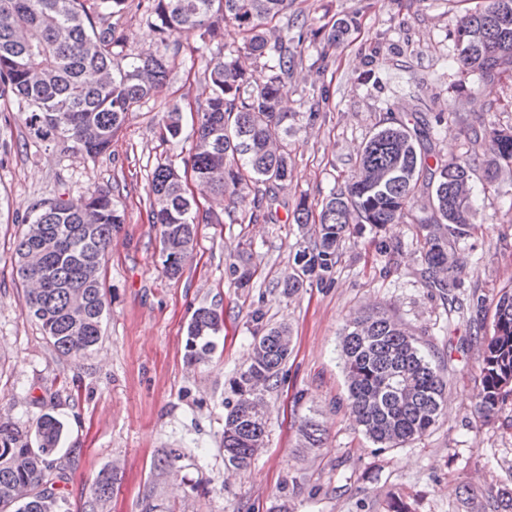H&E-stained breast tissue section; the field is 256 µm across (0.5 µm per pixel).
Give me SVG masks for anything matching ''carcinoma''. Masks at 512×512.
<instances>
[{"label": "carcinoma", "instance_id": "1", "mask_svg": "<svg viewBox=\"0 0 512 512\" xmlns=\"http://www.w3.org/2000/svg\"><path fill=\"white\" fill-rule=\"evenodd\" d=\"M128 0H0V98H12L29 134L96 156L112 144L126 114L163 84L170 71L164 54L146 58L126 52L123 31L106 23L126 9ZM147 19L164 46L185 36L220 37L226 23L243 32L238 47L217 46L207 69L210 96L198 112L193 152L184 173L159 165L151 174L152 223L160 227L165 274L178 278L198 224L222 223L211 211L202 217L191 180L213 199L249 203V219L267 218L265 208L291 178L290 138L294 136L280 96L281 82L293 74L295 54L276 34L272 22L284 14L288 0H142ZM348 23L326 31L311 29L297 43L329 46L344 39ZM458 63L486 76L512 72V0H488L456 29ZM262 60L266 77L246 60ZM164 132H181V110L165 116ZM426 132L403 122L378 129L358 150L345 189L321 203L317 220L306 202L293 212L296 224L312 225L311 247L300 251V266L284 278L282 294L292 297L304 278H324L336 264L344 233L351 224L382 228L395 224L411 206L422 181L434 185L433 223L428 230L424 263L428 282L443 287L448 244L466 236L472 194L458 197L461 181H471V158L430 164L422 150ZM492 159L485 168L493 182L501 167H512V132L484 133ZM265 189L251 192L255 186ZM124 223L118 201L108 191L79 199L58 196L33 211L18 238L12 259L29 314L40 324L55 352L64 358L87 355L102 339L106 311L103 259L112 233ZM239 288L249 285L255 269L229 262ZM223 318L213 307L195 310L187 327L186 358L201 362L215 348ZM469 342L481 348V408L494 413L512 395V289L495 305L493 333L476 331ZM291 331L285 325L265 328L255 337L261 356L248 361L230 383L236 403L224 418L225 461L247 468L267 422L255 417L288 357ZM347 402L361 432L381 448H395L424 436L437 423L447 380L418 340L380 312L355 316L344 328L341 344ZM303 447L320 448L323 429L312 416L299 425ZM62 424L52 414L39 417L36 447L17 434L0 432V512H63L59 483L68 480L49 459L60 446ZM112 495V473L99 474L83 512H99Z\"/></svg>", "mask_w": 512, "mask_h": 512}]
</instances>
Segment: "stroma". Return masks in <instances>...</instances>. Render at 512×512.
Listing matches in <instances>:
<instances>
[{"label":"stroma","mask_w":512,"mask_h":512,"mask_svg":"<svg viewBox=\"0 0 512 512\" xmlns=\"http://www.w3.org/2000/svg\"><path fill=\"white\" fill-rule=\"evenodd\" d=\"M139 0L116 19L135 56L166 52L167 80L128 112L110 149L97 156L31 137L13 100H0V429L35 436L51 413L64 424L60 457L70 479L68 512H82L96 476L114 471L103 512H387L401 497L412 512H491L490 493L512 489V396L491 416L479 412L482 386L476 328L491 332L500 292L512 288V170L486 183L487 141L512 131V73L485 76L459 65L455 31L485 0H288L278 32L353 26L343 43L318 55L296 46L297 66L282 92L295 112L293 178L250 223L247 206L203 224L180 278L162 269L159 228L150 222L151 173L182 166L192 148L191 114L208 96L211 52L198 36L161 45ZM179 106L178 138H162L163 115ZM419 124L423 147L444 161H474L470 235L449 247L446 290L428 287L424 222L433 186L420 185L401 223L347 230L323 280L292 297L280 282L296 268L307 228L294 224L300 199L319 207L344 188L358 150L388 118ZM106 190L125 209L105 263L103 339L79 359L59 357L25 307L12 264L13 243L32 207L58 195ZM258 267L250 287L234 284L225 259ZM456 297L463 313L450 311ZM201 306L224 312L206 361L185 357L186 331ZM385 313L434 353L448 380L445 412L425 436L378 448L355 426L339 359L352 317ZM283 324L291 351L265 394L264 448L244 470L224 462V417L231 380L245 369L258 330ZM314 417L325 444L302 447L298 426ZM177 452L176 471L162 467ZM467 485L470 498L456 488Z\"/></svg>","instance_id":"stroma-1"}]
</instances>
